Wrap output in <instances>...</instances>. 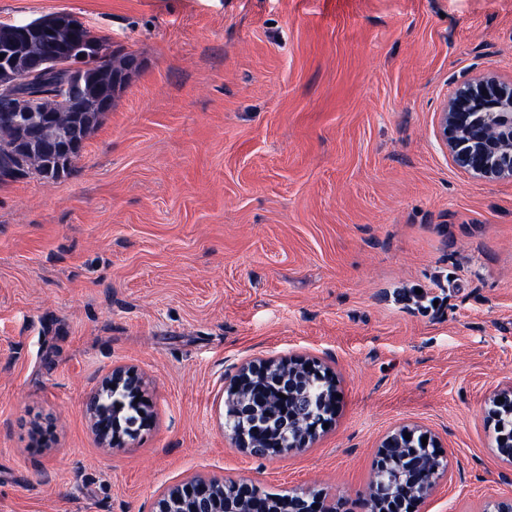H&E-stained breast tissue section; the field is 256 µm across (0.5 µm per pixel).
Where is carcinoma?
<instances>
[{"label": "carcinoma", "instance_id": "carcinoma-1", "mask_svg": "<svg viewBox=\"0 0 512 512\" xmlns=\"http://www.w3.org/2000/svg\"><path fill=\"white\" fill-rule=\"evenodd\" d=\"M71 27L62 31L52 42L39 46H23L17 50L16 72L27 73L44 69L42 62L64 57L70 48L85 44L110 43L105 36H96L84 23L69 19ZM140 67L137 55L121 49L112 50V60L106 67L95 63L80 75V112H35L28 138L19 142V134L8 118H0V185L17 181L30 172H37L46 180H57L68 175L79 157L84 142L97 126L102 107L112 108L115 95L127 84L131 74ZM65 73L50 77H35L31 90L53 92ZM288 370L266 371L257 379L266 392L241 389L228 392L227 427L236 432L244 430L248 436L265 447L269 443L288 441L298 432H309L321 420L328 419L333 401V384L326 376L308 373V377L295 387H288ZM285 398H280L279 394ZM129 389L118 388L106 393L101 404L109 412H119L124 419H139L140 403Z\"/></svg>", "mask_w": 512, "mask_h": 512}]
</instances>
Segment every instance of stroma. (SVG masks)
<instances>
[{
  "mask_svg": "<svg viewBox=\"0 0 512 512\" xmlns=\"http://www.w3.org/2000/svg\"><path fill=\"white\" fill-rule=\"evenodd\" d=\"M67 11L142 62L71 173L0 185V512H155L201 475L346 498L406 425L448 456L426 512L512 496L488 421L512 388V178L459 168L454 92L512 81V0H0ZM322 362L308 447L239 448L244 364ZM152 421L102 444L112 367Z\"/></svg>",
  "mask_w": 512,
  "mask_h": 512,
  "instance_id": "stroma-1",
  "label": "stroma"
}]
</instances>
